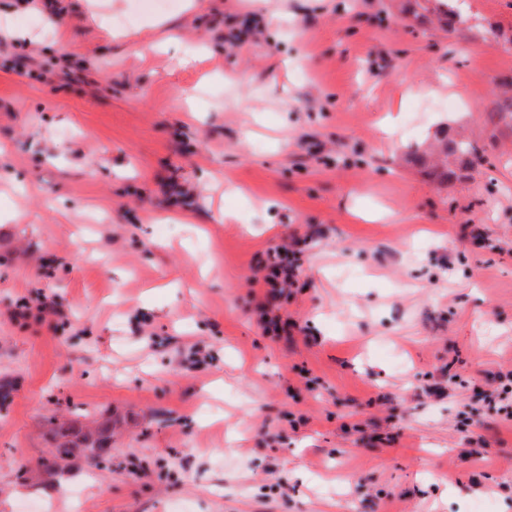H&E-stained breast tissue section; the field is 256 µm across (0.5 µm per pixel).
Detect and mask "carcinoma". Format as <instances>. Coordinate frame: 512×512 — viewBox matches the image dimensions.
Returning a JSON list of instances; mask_svg holds the SVG:
<instances>
[{
    "label": "carcinoma",
    "instance_id": "cac0c4a2",
    "mask_svg": "<svg viewBox=\"0 0 512 512\" xmlns=\"http://www.w3.org/2000/svg\"><path fill=\"white\" fill-rule=\"evenodd\" d=\"M413 11L422 10L436 14V21L443 27H452L457 21V13L451 0H413ZM485 126L494 131L505 129L512 132V94L507 92L493 100L482 114ZM439 155L442 163L434 165L425 154L417 155V162L428 169V173L440 182H447L463 175L472 166L488 159L487 144L478 139L441 132L438 139ZM53 432L52 461L45 464L46 471L54 472L56 467L67 461L74 453L87 449L92 461L100 465L109 460L112 454V425L109 422L89 430L74 431L56 419L49 420Z\"/></svg>",
    "mask_w": 512,
    "mask_h": 512
}]
</instances>
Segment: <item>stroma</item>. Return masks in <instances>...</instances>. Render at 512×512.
<instances>
[{"instance_id": "1", "label": "stroma", "mask_w": 512, "mask_h": 512, "mask_svg": "<svg viewBox=\"0 0 512 512\" xmlns=\"http://www.w3.org/2000/svg\"><path fill=\"white\" fill-rule=\"evenodd\" d=\"M462 2L448 33L406 0H180L129 42L130 0L53 28L0 0V512H512L482 400L512 372V165L409 157L445 123L512 149L482 122L512 0ZM293 238L277 338L255 266ZM41 293L61 317L11 318ZM53 417L111 420L108 467L43 471Z\"/></svg>"}]
</instances>
